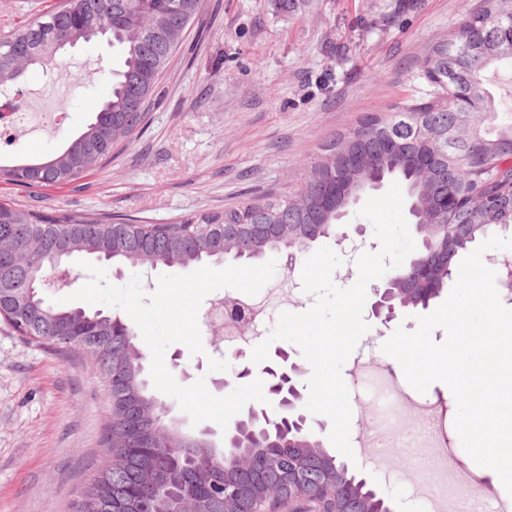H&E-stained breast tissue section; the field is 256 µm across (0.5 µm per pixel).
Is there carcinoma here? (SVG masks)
I'll return each instance as SVG.
<instances>
[{
    "instance_id": "1",
    "label": "carcinoma",
    "mask_w": 512,
    "mask_h": 512,
    "mask_svg": "<svg viewBox=\"0 0 512 512\" xmlns=\"http://www.w3.org/2000/svg\"><path fill=\"white\" fill-rule=\"evenodd\" d=\"M202 0H58L53 8L0 38V88L18 82L32 65L55 57L54 42L88 43L112 27V45L124 55L111 96L94 119L62 151L42 160L0 163V183L27 189L63 188L95 172L114 149L140 133L145 109ZM512 60V0H486L468 13L447 38L433 44L422 62L421 95L372 114L336 138L313 162L297 193L222 211L202 212L176 224H138L129 218L40 208L18 209L0 201V319L41 346L107 354L97 369L109 387L111 412L101 469L109 487L87 484L75 512H182L183 493L194 490L193 512H262L307 508L337 512L347 493L357 512H395L393 502L338 459L316 433L286 429L278 443L262 435L242 451L260 478L238 469L233 449L184 436L175 462L159 443L139 439L128 412L149 419L145 429L165 423L148 391L143 353L120 316L50 305L37 282L47 268L80 258L137 262L151 270L187 268L207 262H254L270 252L298 261L321 242L336 240L340 220L359 188L373 190L394 178L410 200L421 247L403 269L387 277L388 302L401 311L426 309L448 287L459 259L481 239L512 230V124L492 133V97L482 74L493 63ZM448 130L446 158L425 176L417 159L427 133ZM453 205L451 230L430 223L438 207ZM226 224H277L275 234L224 235ZM308 478L288 483V468L301 455ZM279 488L277 500L263 497Z\"/></svg>"
}]
</instances>
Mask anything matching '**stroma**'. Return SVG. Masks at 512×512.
I'll return each instance as SVG.
<instances>
[{"label": "stroma", "mask_w": 512, "mask_h": 512, "mask_svg": "<svg viewBox=\"0 0 512 512\" xmlns=\"http://www.w3.org/2000/svg\"><path fill=\"white\" fill-rule=\"evenodd\" d=\"M484 0H203L156 95L143 131L104 167L64 189L32 195L0 185L25 209L121 215L173 224L201 212L296 189L324 145L366 115L391 112L420 94V65L435 42ZM122 57L106 41L69 50L55 75L28 68L11 88L42 112H66L43 133L18 131L5 157L61 149L111 93ZM359 341L342 367L349 389L365 386L355 362L375 358L398 382L402 368ZM203 354L180 343L165 352L176 381L205 378L227 395L210 334ZM109 399L92 359L24 341L0 321V512H72L103 454Z\"/></svg>", "instance_id": "stroma-1"}]
</instances>
